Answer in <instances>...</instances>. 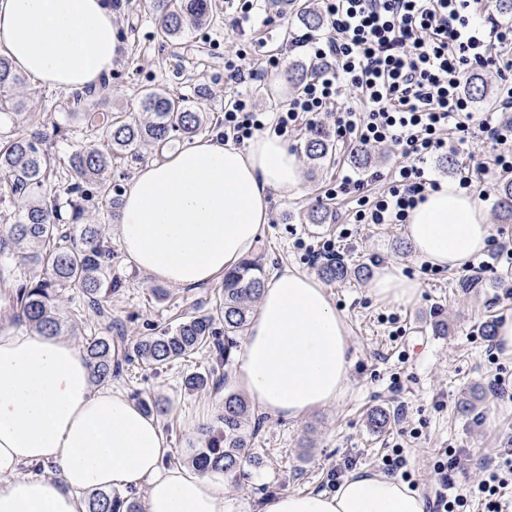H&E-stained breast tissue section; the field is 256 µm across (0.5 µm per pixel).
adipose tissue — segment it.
Segmentation results:
<instances>
[{"instance_id": "adipose-tissue-1", "label": "adipose tissue", "mask_w": 512, "mask_h": 512, "mask_svg": "<svg viewBox=\"0 0 512 512\" xmlns=\"http://www.w3.org/2000/svg\"><path fill=\"white\" fill-rule=\"evenodd\" d=\"M125 44L112 0H0V53L44 85L79 91L111 73ZM302 172L280 136L247 149L203 137L140 168L124 194L123 252L151 278L210 284L254 250L271 220L270 196L298 192ZM403 235L412 255L460 270L491 236L473 195L453 183L427 193ZM419 282L398 264L379 267L373 296L407 306ZM343 315L313 276L284 268L265 280L259 309L236 354L238 384L270 415L296 419L331 405L349 384ZM161 423L97 384L82 350L64 336L0 326V512H86L100 490L146 492L145 512H225L224 488L168 467ZM403 481L362 469L332 492H284L262 512H426Z\"/></svg>"}]
</instances>
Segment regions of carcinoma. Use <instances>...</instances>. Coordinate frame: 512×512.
Here are the masks:
<instances>
[{"instance_id": "carcinoma-1", "label": "carcinoma", "mask_w": 512, "mask_h": 512, "mask_svg": "<svg viewBox=\"0 0 512 512\" xmlns=\"http://www.w3.org/2000/svg\"><path fill=\"white\" fill-rule=\"evenodd\" d=\"M313 0H268L273 8L287 6L296 10L309 29L323 27ZM160 22L167 41L177 43L187 31L205 24L210 17L208 0H146ZM21 77L11 61L0 56V93L18 84ZM466 92L475 102L487 100L492 88L472 75ZM149 119L140 122L126 112H83L82 120L102 132L104 148H81L69 157L74 182L68 186L73 208V223H57L56 200L44 193L55 165L52 155L41 147L42 138L12 133L0 140V171L6 179L0 183V204L15 207L14 223L0 225V253L9 250L19 265L30 269V277L13 297L18 322L50 336L82 335V314L78 311L63 318L58 301L65 290H76L88 306L104 314L103 302L122 287L108 275L112 265V245L100 224H80L85 203L93 199L87 186H95L107 204L117 208L121 189L103 181L120 159L149 143L162 149L174 140H190L208 125L206 112L184 94L149 90L140 101ZM304 153L315 165L324 163L332 153L330 134L321 127L310 129ZM494 210L512 219V177L504 176L498 186ZM336 215L326 204L310 206L303 220L309 224H330ZM320 271L328 281H343L351 268L341 257L330 258ZM264 265L257 257L244 259L224 274V288L211 311L191 316L173 327H165L134 344L128 360H141L156 368L177 363L199 350L213 353V363L201 372L187 375L185 389L198 391L228 378L237 340L247 331L257 307L263 281ZM95 380L112 381L120 374V361L110 336H90L82 344ZM264 418L255 414L250 403L239 393L224 391V407L216 424L199 428L198 446L191 449L189 463L202 473H222L233 480L242 462L251 457L254 439L262 430ZM87 512H139L133 498H122L110 491H98L88 498Z\"/></svg>"}]
</instances>
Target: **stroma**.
I'll return each instance as SVG.
<instances>
[{
    "mask_svg": "<svg viewBox=\"0 0 512 512\" xmlns=\"http://www.w3.org/2000/svg\"><path fill=\"white\" fill-rule=\"evenodd\" d=\"M209 2L211 24L189 31L174 47L163 40L145 0H115V22L124 36L125 55L109 76L107 97L88 96L77 103L70 92L28 75L7 90L10 111L0 113V134L15 129L45 134L44 147L57 162L50 183L61 208V223L71 221L65 162L72 152L99 138L98 132L86 128L80 113L127 112L137 117L146 89L163 85L187 95L198 89L203 93L200 103L211 116L207 132L214 135L220 130L225 99L236 91L249 92L266 111L295 92L288 81L289 67L311 64L306 53L292 46L293 39L306 31L298 16L270 11L265 0H256L255 14L239 25L226 0ZM240 49L250 52L255 72L241 85L224 68L225 58ZM272 57L278 58L277 67L269 66ZM351 148V143L340 141L331 162L316 168L302 164L300 193L271 198L272 219L254 253L262 257L266 271L292 267L316 277L321 262L311 257L309 248L329 240L351 266L373 272L384 263H398L406 276L420 283V296L412 305L398 306L378 301L366 279L325 283L328 297L347 324L352 358L349 389L336 403L297 420L266 417L241 476L231 481L221 475L215 478L224 487L227 512H261L267 498L283 492L331 490L332 474L345 462L379 470L385 455L398 447L404 451L416 489L429 499L437 489L433 467L441 452L468 448L476 455L487 453L512 434V402L493 400L488 387L498 372L512 385V355L497 352L493 337L481 331L483 323L512 315V298L506 296L512 288V265L498 256L501 245H512V223L498 219L494 212L495 183L477 176L470 189L492 227L479 267L427 275L422 262L412 257L400 225L353 223L354 196L334 199L335 223L301 222V215L324 197L341 172L364 179V192L371 195L382 187L371 180V173H388L402 159L392 147L385 159L373 157L358 166ZM118 224L114 217L104 225L112 243V276L123 283L106 305L108 317L88 310L77 292H66L61 301L62 314L82 311L85 335H105L112 322L120 327L123 344L129 348L154 329L211 308L221 293L217 282L199 288L168 285L163 296H155L156 280L124 254ZM345 229L350 230V238H341ZM209 359L203 350L160 369L127 362L111 382L125 393L161 401L165 412L159 420L172 448L166 459L169 466H185L199 427L212 422L224 405L223 391L189 392L183 386L185 376L203 370ZM465 397L474 404L467 414L459 411ZM378 406L392 413L389 426L381 431L372 430L367 420L368 411Z\"/></svg>",
    "mask_w": 512,
    "mask_h": 512,
    "instance_id": "1",
    "label": "stroma"
}]
</instances>
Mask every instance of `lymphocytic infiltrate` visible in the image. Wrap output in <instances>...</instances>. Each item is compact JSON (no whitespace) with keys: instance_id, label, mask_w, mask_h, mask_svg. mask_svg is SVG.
<instances>
[{"instance_id":"lymphocytic-infiltrate-1","label":"lymphocytic infiltrate","mask_w":512,"mask_h":512,"mask_svg":"<svg viewBox=\"0 0 512 512\" xmlns=\"http://www.w3.org/2000/svg\"><path fill=\"white\" fill-rule=\"evenodd\" d=\"M473 0H321L325 33L294 38L317 62L316 75L271 112L257 109L252 97L237 93L224 103V135L236 144L273 130L284 135L308 118H333L338 139L370 147L390 143L404 158L376 197L363 195V180L346 173L337 192L357 193L359 224H402L426 191L440 183L424 165L448 146L480 141L493 155V166L475 162L459 172L460 188L470 189L472 172L494 178L512 169V124L493 114L474 113L460 91L461 77L480 68L501 78L499 107L512 111V24L484 29L472 11ZM498 44V53L488 50ZM357 94L358 105L340 106ZM462 451L449 449L434 471L440 488L429 512H467L483 501L486 512H502L499 496L512 473V440L496 452L498 466L478 481L456 483Z\"/></svg>"}]
</instances>
